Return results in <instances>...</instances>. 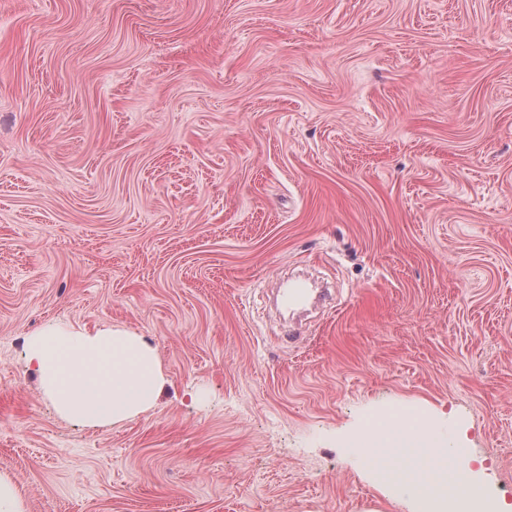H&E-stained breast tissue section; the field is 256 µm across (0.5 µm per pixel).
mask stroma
I'll list each match as a JSON object with an SVG mask.
<instances>
[{
	"mask_svg": "<svg viewBox=\"0 0 512 512\" xmlns=\"http://www.w3.org/2000/svg\"><path fill=\"white\" fill-rule=\"evenodd\" d=\"M336 293L302 329L292 270ZM166 385L60 416L25 339ZM408 405L512 506V0H0V473L27 512H408ZM26 356L57 412L89 424L145 412L166 384L153 347L123 329L37 332L26 339Z\"/></svg>",
	"mask_w": 512,
	"mask_h": 512,
	"instance_id": "stroma-1",
	"label": "stroma"
}]
</instances>
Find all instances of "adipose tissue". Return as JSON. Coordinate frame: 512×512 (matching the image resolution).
Masks as SVG:
<instances>
[{"label": "adipose tissue", "mask_w": 512, "mask_h": 512, "mask_svg": "<svg viewBox=\"0 0 512 512\" xmlns=\"http://www.w3.org/2000/svg\"><path fill=\"white\" fill-rule=\"evenodd\" d=\"M26 356L45 396L65 417L94 425L120 422L151 408L166 380L153 347L118 328L42 331L26 339ZM380 473L409 485L422 501L478 496L467 456L443 448L421 416L404 423L388 413L367 428Z\"/></svg>", "instance_id": "ef3b65f1"}]
</instances>
